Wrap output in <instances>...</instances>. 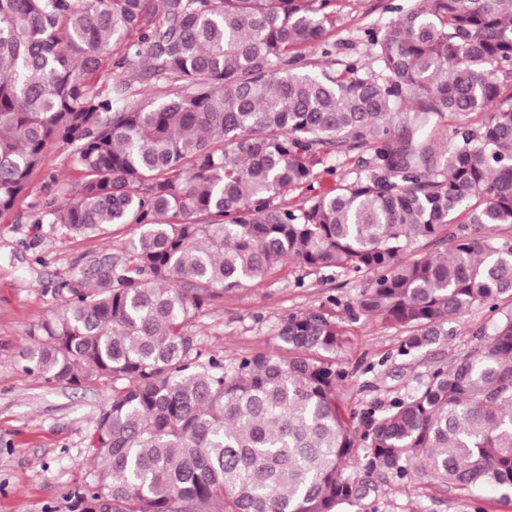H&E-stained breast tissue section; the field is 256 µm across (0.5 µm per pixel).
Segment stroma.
Wrapping results in <instances>:
<instances>
[{"label":"stroma","mask_w":512,"mask_h":512,"mask_svg":"<svg viewBox=\"0 0 512 512\" xmlns=\"http://www.w3.org/2000/svg\"><path fill=\"white\" fill-rule=\"evenodd\" d=\"M409 0H343L327 48L304 50L308 68H338L346 61L372 64L366 32L395 17ZM126 80L132 101L158 99L175 82L156 80L147 70L103 68L100 89ZM80 180L67 150L47 152L30 178L26 194L0 215V512H67L63 495L93 469L88 438L93 423L112 399V387L49 386L23 369L28 334L56 306V281L94 259L129 254L140 227H112L104 237H67L35 226L47 203L72 194ZM363 279L345 272L313 271L286 261L268 279L225 295L192 324L202 348L232 360L278 350L281 322L291 314L322 311L342 331L336 360L349 373L341 389L345 406L356 414L387 409L392 400L425 381L433 369L450 364L487 339L495 318L477 305L452 318L447 333L422 349L402 354V330L360 315L356 301ZM365 499L341 505L339 512H512V496L477 489L438 486L429 476L408 481L372 478Z\"/></svg>","instance_id":"obj_1"}]
</instances>
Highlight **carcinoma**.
Wrapping results in <instances>:
<instances>
[{
  "label": "carcinoma",
  "instance_id": "cac0c4a2",
  "mask_svg": "<svg viewBox=\"0 0 512 512\" xmlns=\"http://www.w3.org/2000/svg\"><path fill=\"white\" fill-rule=\"evenodd\" d=\"M340 0H0V214L47 151L69 150L77 191L37 224L72 237L141 231L56 282L61 303L28 338L23 369L50 385L112 384L89 439L92 477L68 512H338L372 485L423 472L461 491L512 490V312L491 338L364 416L345 407L340 332L290 315L285 354L226 364L192 323L288 259L368 278L358 310L445 335L475 305L512 301V0H414L370 29L377 68L296 72L327 44ZM151 64L181 81L132 105L96 74ZM476 116L438 156L432 132ZM360 174L300 205L329 151ZM467 207L448 254L435 239Z\"/></svg>",
  "mask_w": 512,
  "mask_h": 512
}]
</instances>
